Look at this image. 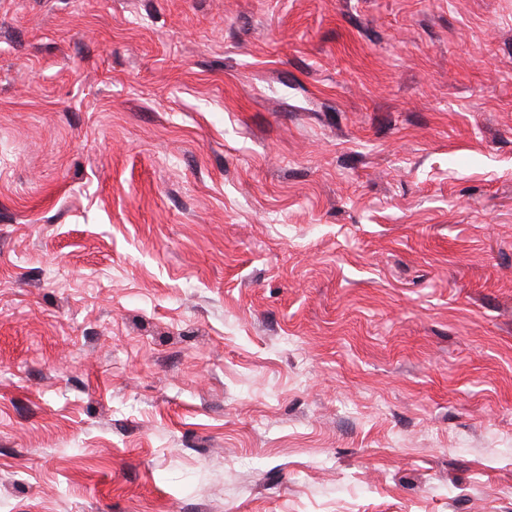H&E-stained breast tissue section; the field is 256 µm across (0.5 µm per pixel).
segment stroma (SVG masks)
Wrapping results in <instances>:
<instances>
[{
  "label": "stroma",
  "mask_w": 512,
  "mask_h": 512,
  "mask_svg": "<svg viewBox=\"0 0 512 512\" xmlns=\"http://www.w3.org/2000/svg\"><path fill=\"white\" fill-rule=\"evenodd\" d=\"M0 512H512V0H0Z\"/></svg>",
  "instance_id": "1"
}]
</instances>
